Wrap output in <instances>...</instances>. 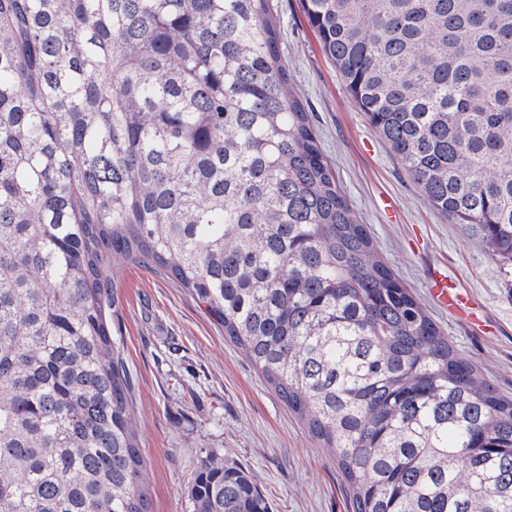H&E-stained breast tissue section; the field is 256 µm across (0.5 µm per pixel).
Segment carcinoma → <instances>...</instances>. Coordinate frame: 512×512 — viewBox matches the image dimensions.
I'll return each instance as SVG.
<instances>
[{"label": "carcinoma", "instance_id": "cac0c4a2", "mask_svg": "<svg viewBox=\"0 0 512 512\" xmlns=\"http://www.w3.org/2000/svg\"><path fill=\"white\" fill-rule=\"evenodd\" d=\"M427 204L512 262V0H303ZM270 0H0V512H150L112 257L175 279L353 512H512V400L382 261ZM192 512H272L208 454Z\"/></svg>", "mask_w": 512, "mask_h": 512}]
</instances>
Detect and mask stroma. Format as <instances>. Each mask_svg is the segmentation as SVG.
Instances as JSON below:
<instances>
[{"label": "stroma", "instance_id": "obj_1", "mask_svg": "<svg viewBox=\"0 0 512 512\" xmlns=\"http://www.w3.org/2000/svg\"><path fill=\"white\" fill-rule=\"evenodd\" d=\"M273 7L292 87L360 223L456 350L512 398V264L426 204L346 92L301 0ZM112 269L108 320L132 383L151 512H191L193 472L210 452L248 470L273 512H352L331 452L204 307L146 265L118 257ZM436 269L472 298L479 325L435 306L426 280Z\"/></svg>", "mask_w": 512, "mask_h": 512}]
</instances>
